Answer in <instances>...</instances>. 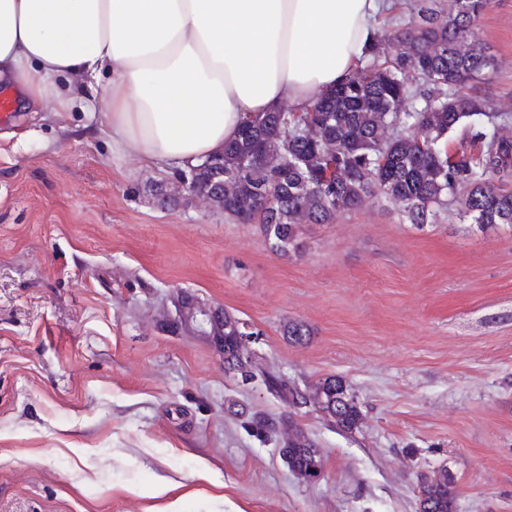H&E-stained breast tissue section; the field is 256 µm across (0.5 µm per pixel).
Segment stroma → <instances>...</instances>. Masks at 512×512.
Wrapping results in <instances>:
<instances>
[{"instance_id": "obj_1", "label": "stroma", "mask_w": 512, "mask_h": 512, "mask_svg": "<svg viewBox=\"0 0 512 512\" xmlns=\"http://www.w3.org/2000/svg\"><path fill=\"white\" fill-rule=\"evenodd\" d=\"M477 37L495 67L467 90L512 113V0ZM178 184L81 115L0 124V512H417L441 469L455 512H512L511 227L416 225L380 197L281 257L259 225L169 204ZM186 299L245 322L266 371L341 378L359 428L226 373L213 337L171 328ZM256 413L291 415L317 480Z\"/></svg>"}]
</instances>
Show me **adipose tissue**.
<instances>
[{
	"mask_svg": "<svg viewBox=\"0 0 512 512\" xmlns=\"http://www.w3.org/2000/svg\"><path fill=\"white\" fill-rule=\"evenodd\" d=\"M383 0H0V84L83 113L158 167L219 155L248 115L302 111L373 46Z\"/></svg>",
	"mask_w": 512,
	"mask_h": 512,
	"instance_id": "adipose-tissue-1",
	"label": "adipose tissue"
}]
</instances>
